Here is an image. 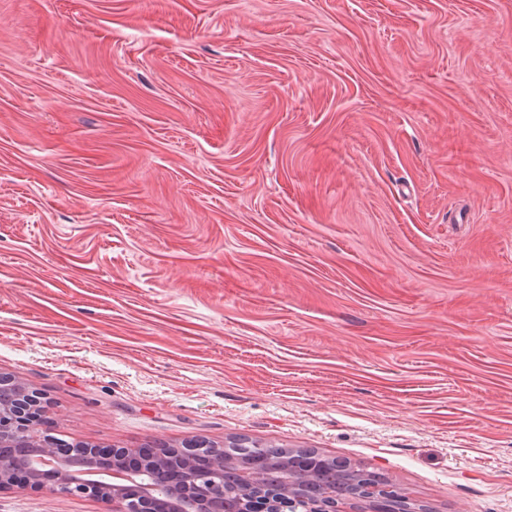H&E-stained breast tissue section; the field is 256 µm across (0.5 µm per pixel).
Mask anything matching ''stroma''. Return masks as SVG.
I'll return each mask as SVG.
<instances>
[{
	"instance_id": "1",
	"label": "stroma",
	"mask_w": 512,
	"mask_h": 512,
	"mask_svg": "<svg viewBox=\"0 0 512 512\" xmlns=\"http://www.w3.org/2000/svg\"><path fill=\"white\" fill-rule=\"evenodd\" d=\"M0 373L512 512V0H0Z\"/></svg>"
}]
</instances>
